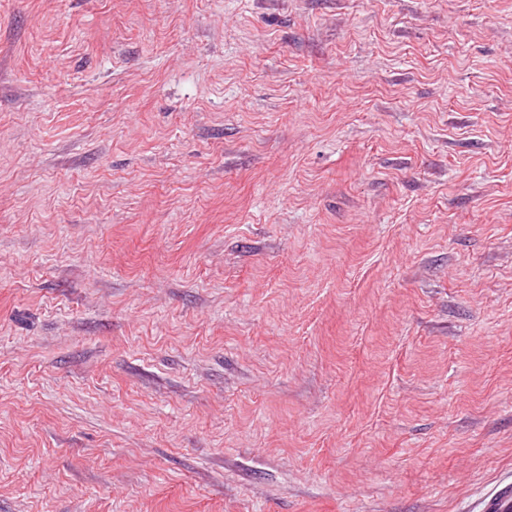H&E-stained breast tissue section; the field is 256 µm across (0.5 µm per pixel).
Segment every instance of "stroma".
I'll list each match as a JSON object with an SVG mask.
<instances>
[{
    "label": "stroma",
    "mask_w": 512,
    "mask_h": 512,
    "mask_svg": "<svg viewBox=\"0 0 512 512\" xmlns=\"http://www.w3.org/2000/svg\"><path fill=\"white\" fill-rule=\"evenodd\" d=\"M511 473L512 0H0V512Z\"/></svg>",
    "instance_id": "stroma-1"
}]
</instances>
